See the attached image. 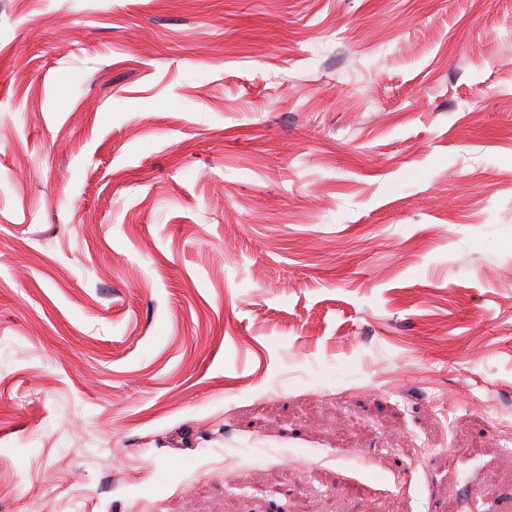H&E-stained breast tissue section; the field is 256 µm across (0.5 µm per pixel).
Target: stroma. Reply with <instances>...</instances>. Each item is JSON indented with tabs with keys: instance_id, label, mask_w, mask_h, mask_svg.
Returning <instances> with one entry per match:
<instances>
[{
	"instance_id": "stroma-1",
	"label": "stroma",
	"mask_w": 512,
	"mask_h": 512,
	"mask_svg": "<svg viewBox=\"0 0 512 512\" xmlns=\"http://www.w3.org/2000/svg\"><path fill=\"white\" fill-rule=\"evenodd\" d=\"M510 431L512 0H0V512H512Z\"/></svg>"
}]
</instances>
